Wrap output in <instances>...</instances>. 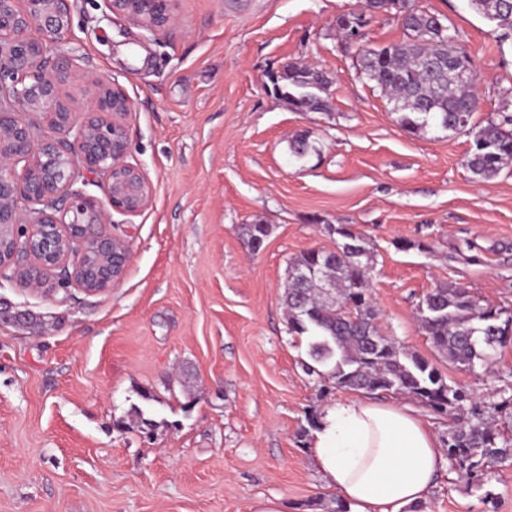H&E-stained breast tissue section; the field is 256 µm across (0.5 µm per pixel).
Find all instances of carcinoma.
<instances>
[{
  "instance_id": "carcinoma-1",
  "label": "carcinoma",
  "mask_w": 512,
  "mask_h": 512,
  "mask_svg": "<svg viewBox=\"0 0 512 512\" xmlns=\"http://www.w3.org/2000/svg\"><path fill=\"white\" fill-rule=\"evenodd\" d=\"M473 9L512 35V0H470ZM373 13L395 12L407 42L360 50L361 73L388 97L391 111L410 134L431 129L450 137L467 132L473 145L463 164L479 180H491L512 163V113L504 104L498 119L470 125L477 109L474 85L448 93V62L473 69L465 46L443 19L412 0H366ZM272 91L295 112L328 109L330 80L323 72L290 63L269 75ZM289 150L297 160L312 150L295 135ZM336 249H313L289 262L282 295L288 333L307 340L304 371L338 390L410 395L448 420L446 456L451 469L482 487L493 468L512 458V430L475 409L464 416L470 392L449 384L425 358L382 333L369 299L366 274L374 260L363 238L347 225L329 226ZM248 246L259 252L269 235L266 224L245 227ZM422 330L433 347L476 376L492 369L497 349L508 342L512 312L483 305L466 289L439 285L419 302Z\"/></svg>"
}]
</instances>
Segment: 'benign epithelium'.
<instances>
[{
	"instance_id": "1",
	"label": "benign epithelium",
	"mask_w": 512,
	"mask_h": 512,
	"mask_svg": "<svg viewBox=\"0 0 512 512\" xmlns=\"http://www.w3.org/2000/svg\"><path fill=\"white\" fill-rule=\"evenodd\" d=\"M155 34L171 26L173 0H103ZM71 0H0V287L56 275L103 294L123 279L125 240L106 230L111 212L137 215L152 201L141 167L129 161L132 102L118 83L90 81L91 109L77 118L69 89L84 75L69 34ZM52 131L40 136L36 126ZM99 178L102 197L83 186ZM103 263L87 268L85 256Z\"/></svg>"
}]
</instances>
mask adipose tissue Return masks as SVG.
<instances>
[{
	"mask_svg": "<svg viewBox=\"0 0 512 512\" xmlns=\"http://www.w3.org/2000/svg\"><path fill=\"white\" fill-rule=\"evenodd\" d=\"M312 462L350 512H402L426 499L444 453L407 407L348 398L323 409Z\"/></svg>",
	"mask_w": 512,
	"mask_h": 512,
	"instance_id": "obj_1",
	"label": "adipose tissue"
}]
</instances>
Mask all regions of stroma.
Masks as SVG:
<instances>
[{"instance_id": "1", "label": "stroma", "mask_w": 512, "mask_h": 512, "mask_svg": "<svg viewBox=\"0 0 512 512\" xmlns=\"http://www.w3.org/2000/svg\"><path fill=\"white\" fill-rule=\"evenodd\" d=\"M364 0H174L150 34L103 0H72L76 64L129 95L130 159L152 185L135 216L113 214L129 265L112 291L51 296L4 285L0 299L42 321L0 319V512H334L312 461L310 417L344 399L303 368L282 294L291 259L332 250L346 224L373 254L383 332L465 385L472 403L512 395V344L476 378L422 332L420 300L465 288L512 309V167L481 181L463 166L471 135L408 134L360 72L359 50L406 41L395 15L360 43L337 17ZM456 30L477 75L483 125L512 102V38L469 0H415ZM322 70L329 109L295 112L269 73ZM314 151L296 160L289 141ZM271 234L252 252L243 228ZM152 402H143L142 393ZM151 419L142 432L136 406ZM423 512H512V460L483 489L442 469Z\"/></svg>"}]
</instances>
